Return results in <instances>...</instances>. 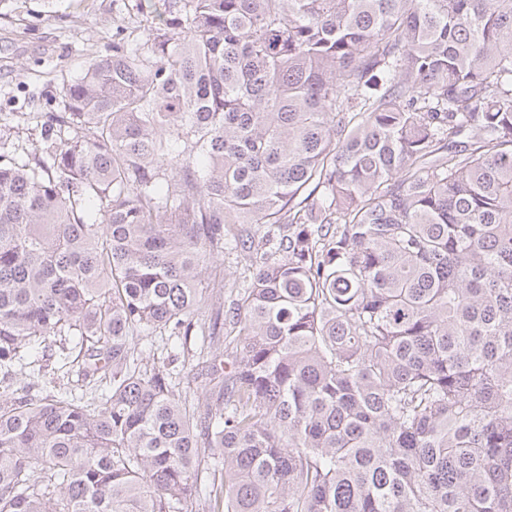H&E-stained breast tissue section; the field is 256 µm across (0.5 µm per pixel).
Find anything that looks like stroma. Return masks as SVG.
I'll use <instances>...</instances> for the list:
<instances>
[{"instance_id":"stroma-1","label":"stroma","mask_w":512,"mask_h":512,"mask_svg":"<svg viewBox=\"0 0 512 512\" xmlns=\"http://www.w3.org/2000/svg\"><path fill=\"white\" fill-rule=\"evenodd\" d=\"M149 23L136 0H0V153L40 148L45 125L63 110L64 85L111 54L117 27ZM247 273L236 253L216 255L202 273L203 315L227 307ZM216 281L222 291L212 290Z\"/></svg>"}]
</instances>
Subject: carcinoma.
I'll list each match as a JSON object with an SVG mask.
<instances>
[{"instance_id": "cac0c4a2", "label": "carcinoma", "mask_w": 512, "mask_h": 512, "mask_svg": "<svg viewBox=\"0 0 512 512\" xmlns=\"http://www.w3.org/2000/svg\"><path fill=\"white\" fill-rule=\"evenodd\" d=\"M138 9L0 154V374L75 343L107 386L0 392V512H512V0ZM249 262L238 256L236 252L225 250L224 253L215 255L213 261L207 268L203 270L202 279L204 288L208 287L206 292V301L202 311L204 319L215 314L218 310L222 311L224 316V307L226 308L230 302L236 297V286L243 280V277L249 275L247 270ZM222 281L224 289L221 293L216 288L211 290L213 281ZM152 340H154V342L150 341V338H148V341L145 339L143 341H137V338L134 339L135 344L138 342L135 350V356L137 353V355L143 357V359H148L149 354L150 358H152V354L155 352V357H165L167 352L172 351V354H174L179 350L178 346L171 340L168 341V343L165 339L162 341L160 337H152ZM151 343L153 346H151Z\"/></svg>"}]
</instances>
